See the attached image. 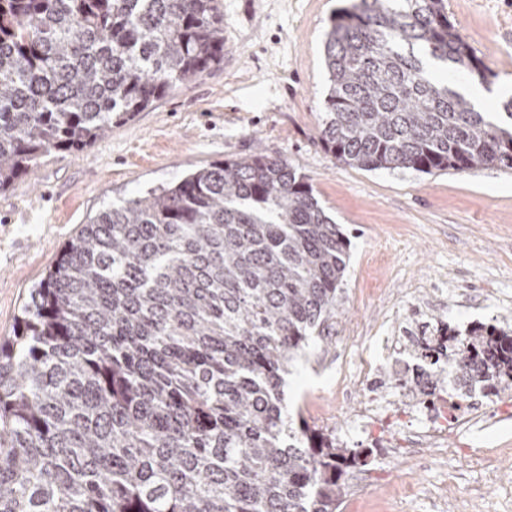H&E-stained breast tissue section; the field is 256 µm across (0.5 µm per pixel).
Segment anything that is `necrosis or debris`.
I'll use <instances>...</instances> for the list:
<instances>
[{"label":"necrosis or debris","mask_w":512,"mask_h":512,"mask_svg":"<svg viewBox=\"0 0 512 512\" xmlns=\"http://www.w3.org/2000/svg\"><path fill=\"white\" fill-rule=\"evenodd\" d=\"M368 344L380 347L387 358L398 361L403 379L393 388H385L379 380L374 360L362 358L355 365V377L362 399L357 420L362 428L398 425V436L390 451L391 459H418L422 449L435 448L460 455L452 439L466 429L478 426L486 416L497 420H512V402L486 412L484 402L474 394L449 393L434 384L436 368L445 367V360L429 356L436 346L421 320L419 307H412L398 327L388 336H371Z\"/></svg>","instance_id":"obj_1"}]
</instances>
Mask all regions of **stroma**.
Segmentation results:
<instances>
[{
  "instance_id": "obj_1",
  "label": "stroma",
  "mask_w": 512,
  "mask_h": 512,
  "mask_svg": "<svg viewBox=\"0 0 512 512\" xmlns=\"http://www.w3.org/2000/svg\"><path fill=\"white\" fill-rule=\"evenodd\" d=\"M224 61L169 91L80 152H55L0 192V338L12 335L30 288L99 210L215 161L264 153L311 181L349 241L334 328L360 336L380 307L407 311L419 283L439 323L512 329V171H363L320 141L327 90L324 37L349 0H222ZM460 35L494 72L490 116L512 97V0H448ZM335 342L316 345L286 378L285 402L310 426L365 452L344 504L365 512H456L462 489L483 512H512V421L463 435L465 454L390 461L392 433L355 432L358 392L336 400Z\"/></svg>"
}]
</instances>
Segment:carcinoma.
<instances>
[{
  "label": "carcinoma",
  "instance_id": "carcinoma-1",
  "mask_svg": "<svg viewBox=\"0 0 512 512\" xmlns=\"http://www.w3.org/2000/svg\"><path fill=\"white\" fill-rule=\"evenodd\" d=\"M322 141L373 171L512 170L427 61L488 86L447 0H352L324 41ZM224 61L221 0H0V190ZM349 243L288 162L254 154L83 226L0 343V512H337L366 455L288 416V367L329 335ZM456 374L512 391V333L453 332Z\"/></svg>",
  "mask_w": 512,
  "mask_h": 512
}]
</instances>
